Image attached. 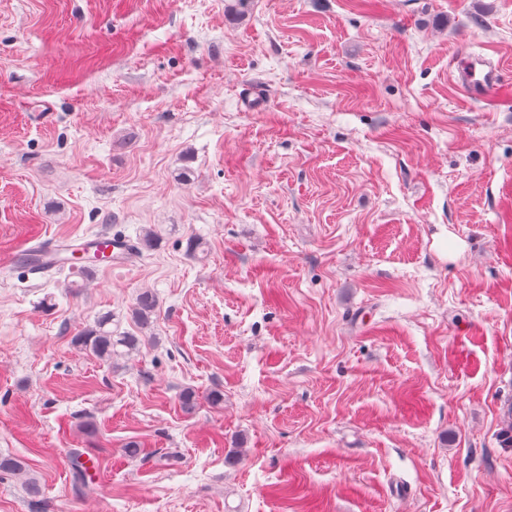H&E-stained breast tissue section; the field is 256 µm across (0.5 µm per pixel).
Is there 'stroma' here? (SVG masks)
<instances>
[{"label":"stroma","mask_w":512,"mask_h":512,"mask_svg":"<svg viewBox=\"0 0 512 512\" xmlns=\"http://www.w3.org/2000/svg\"><path fill=\"white\" fill-rule=\"evenodd\" d=\"M461 53L512 84V0H0V257L159 237L0 265L45 512H512V100ZM106 313L145 338L108 363L72 343ZM477 66L486 68L478 69ZM458 74V83L469 99L488 98L490 94H497L504 86L499 67L483 57L466 59L462 73L458 71ZM157 300L155 295L148 290L142 291L136 298V304L133 309V316L142 326L151 322V317L156 314Z\"/></svg>","instance_id":"stroma-1"}]
</instances>
